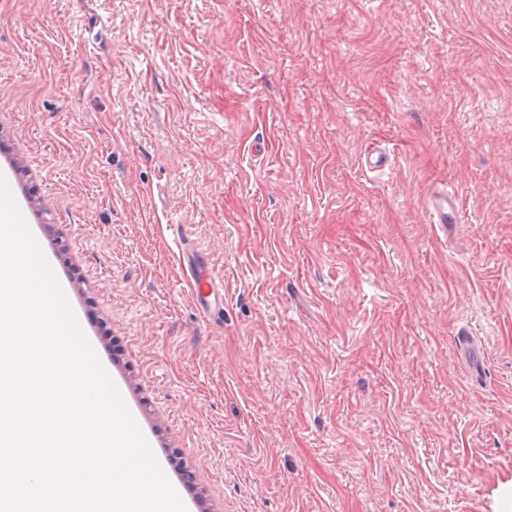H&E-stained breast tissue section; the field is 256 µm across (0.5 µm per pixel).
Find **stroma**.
I'll list each match as a JSON object with an SVG mask.
<instances>
[{"label":"stroma","mask_w":512,"mask_h":512,"mask_svg":"<svg viewBox=\"0 0 512 512\" xmlns=\"http://www.w3.org/2000/svg\"><path fill=\"white\" fill-rule=\"evenodd\" d=\"M0 143L188 512H512V0H0ZM364 168L371 171H382L390 167V153L379 145L368 146L361 159ZM426 209L430 223L441 224L445 230L447 224L458 223L459 200L453 191L448 190L447 184L434 187L427 196ZM175 231L178 259L192 288V302L198 314L209 324L224 325V277L210 262L208 254L183 224H170Z\"/></svg>","instance_id":"stroma-1"}]
</instances>
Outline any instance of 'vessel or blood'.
<instances>
[{
    "label": "vessel or blood",
    "instance_id": "b4317fda",
    "mask_svg": "<svg viewBox=\"0 0 512 512\" xmlns=\"http://www.w3.org/2000/svg\"><path fill=\"white\" fill-rule=\"evenodd\" d=\"M364 168L381 171L390 166V154L379 145L368 146L361 159ZM429 220L434 224H454L458 221L459 200L447 187L433 188L426 199ZM174 242L178 259L192 288V302L198 314L209 324H224V278L211 263L207 253L195 238L187 234L184 225L174 227Z\"/></svg>",
    "mask_w": 512,
    "mask_h": 512
}]
</instances>
